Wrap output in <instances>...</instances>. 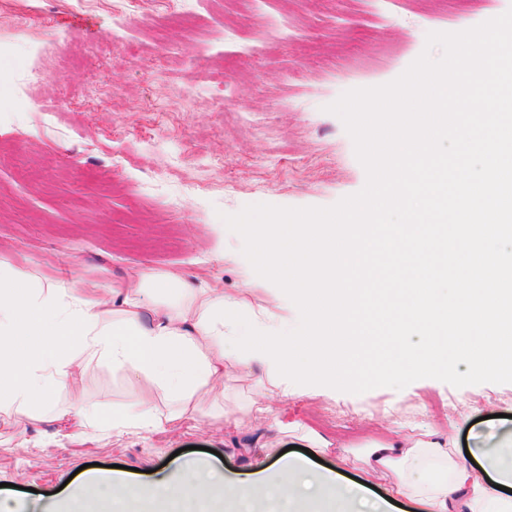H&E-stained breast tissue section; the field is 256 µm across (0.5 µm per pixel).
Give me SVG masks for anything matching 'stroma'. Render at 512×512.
Masks as SVG:
<instances>
[{
	"label": "stroma",
	"instance_id": "stroma-1",
	"mask_svg": "<svg viewBox=\"0 0 512 512\" xmlns=\"http://www.w3.org/2000/svg\"><path fill=\"white\" fill-rule=\"evenodd\" d=\"M39 8L37 34L3 17ZM512 0H148L124 20L112 0H0V262L37 276L74 269L111 287L144 269L265 296L222 214L266 203L327 207L360 191L366 172L341 119L343 92L389 83L427 48L431 32L475 27ZM199 89L187 98L188 89ZM246 108L245 120L236 112ZM254 380L228 367L224 385L178 428L116 438L111 425L72 436L40 410L0 413V501L23 512L84 495L83 465L151 472L240 471L238 439L260 434L257 454L285 455L327 437L312 470L336 466L335 444L363 454L398 430L456 449L489 444L497 414L512 412V383L456 388L418 380L362 394L268 395L249 411ZM136 381L91 363L57 408L85 401L104 417L132 402ZM236 427H228L225 414ZM288 430L268 433L273 421Z\"/></svg>",
	"mask_w": 512,
	"mask_h": 512
}]
</instances>
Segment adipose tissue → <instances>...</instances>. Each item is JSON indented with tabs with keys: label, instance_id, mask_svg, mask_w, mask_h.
<instances>
[{
	"label": "adipose tissue",
	"instance_id": "ef3b65f1",
	"mask_svg": "<svg viewBox=\"0 0 512 512\" xmlns=\"http://www.w3.org/2000/svg\"><path fill=\"white\" fill-rule=\"evenodd\" d=\"M154 300H147V293ZM166 304H158L157 296ZM222 288L199 286L176 273L144 269L109 288L90 289L76 274L43 280L0 265V411L26 414L40 408L74 428L99 426V418L81 404L66 411L52 406L50 395L72 388L84 366L109 362L136 378L137 397L113 410L112 430H161L192 414L226 366L240 364L253 375L257 413L266 408L262 391L272 389L269 365L255 358L238 363L223 355L219 335L205 331L199 319L210 304L226 301ZM163 391L175 406L165 413L152 405ZM363 482L347 483V453L335 469L312 474L306 461L277 460L265 501L256 484L243 478L184 473L179 482L155 478L149 491L124 480L91 476L100 501L131 503L141 494L162 504L165 512H202L233 496V512H390L394 499L410 502L412 512H512V468L500 467L490 448L456 454L439 441L420 442L399 433L373 441L362 460ZM387 481L388 497L369 499L373 480Z\"/></svg>",
	"mask_w": 512,
	"mask_h": 512
}]
</instances>
